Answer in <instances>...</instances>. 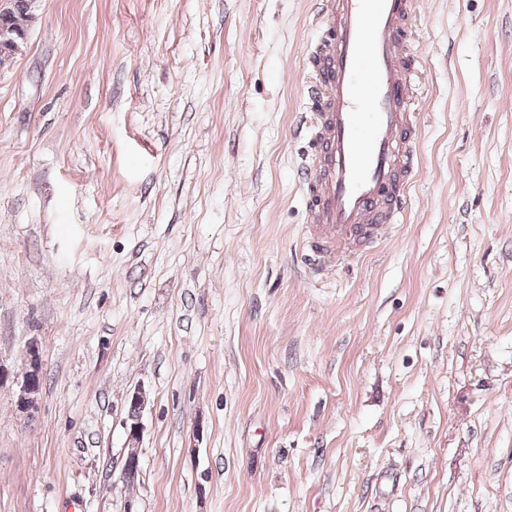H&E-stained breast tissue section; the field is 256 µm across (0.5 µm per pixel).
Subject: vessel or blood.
<instances>
[{
    "label": "vessel or blood",
    "mask_w": 512,
    "mask_h": 512,
    "mask_svg": "<svg viewBox=\"0 0 512 512\" xmlns=\"http://www.w3.org/2000/svg\"><path fill=\"white\" fill-rule=\"evenodd\" d=\"M414 13V0H315L311 153L300 171L311 270H330L353 245L374 246L403 218L418 167L417 68L402 51Z\"/></svg>",
    "instance_id": "b4317fda"
}]
</instances>
